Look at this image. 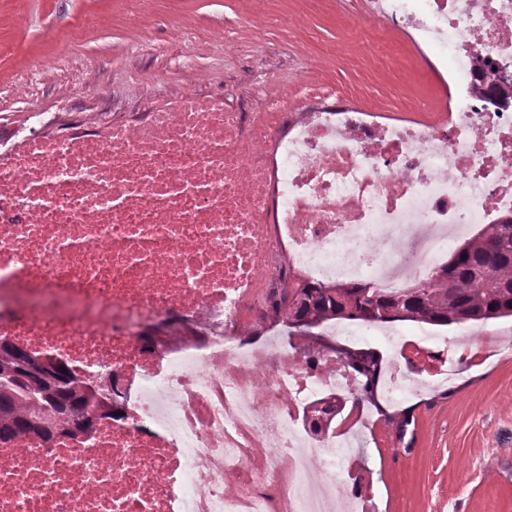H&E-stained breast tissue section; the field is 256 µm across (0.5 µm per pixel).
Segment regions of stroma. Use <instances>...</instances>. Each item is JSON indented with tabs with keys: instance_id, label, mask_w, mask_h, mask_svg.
Masks as SVG:
<instances>
[{
	"instance_id": "1",
	"label": "stroma",
	"mask_w": 512,
	"mask_h": 512,
	"mask_svg": "<svg viewBox=\"0 0 512 512\" xmlns=\"http://www.w3.org/2000/svg\"><path fill=\"white\" fill-rule=\"evenodd\" d=\"M366 0H0V125L61 128L73 118L145 112L187 92L256 100L342 94L372 112L432 95L424 65L379 58ZM183 30L199 33L185 44ZM265 341L375 353L374 396L333 425L355 448L343 462L363 512H512V320L434 329L410 322L365 336L345 321L310 337L280 324ZM414 389L388 399L392 374Z\"/></svg>"
}]
</instances>
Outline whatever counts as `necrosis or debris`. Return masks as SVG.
Listing matches in <instances>:
<instances>
[{
  "mask_svg": "<svg viewBox=\"0 0 512 512\" xmlns=\"http://www.w3.org/2000/svg\"><path fill=\"white\" fill-rule=\"evenodd\" d=\"M425 58L429 121L324 95L244 112L185 94L121 120L0 133V344L112 378L93 434L0 437V512H355L308 404L334 355L259 343L296 273L392 293L512 217V0H371ZM264 470L235 494L254 450Z\"/></svg>",
  "mask_w": 512,
  "mask_h": 512,
  "instance_id": "necrosis-or-debris-1",
  "label": "necrosis or debris"
}]
</instances>
